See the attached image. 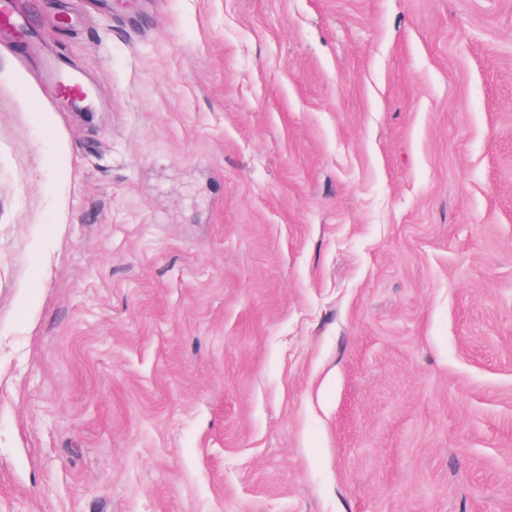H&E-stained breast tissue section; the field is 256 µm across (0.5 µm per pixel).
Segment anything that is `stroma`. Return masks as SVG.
<instances>
[{
	"label": "stroma",
	"instance_id": "obj_1",
	"mask_svg": "<svg viewBox=\"0 0 512 512\" xmlns=\"http://www.w3.org/2000/svg\"><path fill=\"white\" fill-rule=\"evenodd\" d=\"M12 4L0 512H512V0ZM50 89H59L67 93L71 99L86 98L85 92L89 89L86 82L76 74H53L50 81Z\"/></svg>",
	"mask_w": 512,
	"mask_h": 512
}]
</instances>
